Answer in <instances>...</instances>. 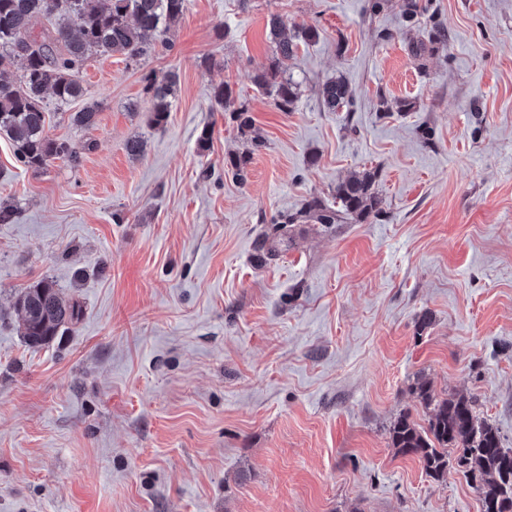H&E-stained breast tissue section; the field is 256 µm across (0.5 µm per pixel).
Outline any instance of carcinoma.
<instances>
[{"label":"carcinoma","instance_id":"carcinoma-1","mask_svg":"<svg viewBox=\"0 0 512 512\" xmlns=\"http://www.w3.org/2000/svg\"><path fill=\"white\" fill-rule=\"evenodd\" d=\"M186 0H0V133L15 146L16 159L27 169H43L62 159L73 165L92 149L68 140H55L45 133V98L68 105L80 99L83 88L77 75L93 56L120 55L138 63L162 46L172 49L162 36L170 31L185 9ZM48 22L42 33L32 30V21ZM405 21L419 36L408 43L415 59L427 53H448V29L432 10L431 0H407ZM275 57L255 77L258 88L274 95L282 112L294 110L299 99L298 84L286 76L288 63L297 58L299 45L313 42L321 33L306 27L286 33L278 16L268 21ZM151 95V121L157 128L167 123L170 97L177 75L150 71L143 76ZM324 108L334 112L353 105L352 92L341 76L325 81L319 90ZM216 104L224 108L240 131L252 127L253 119L244 106H235L231 88L213 89ZM98 103H87L69 113L71 125L90 129L98 122ZM252 149L229 158L236 180L247 181L251 154L264 146L255 137ZM377 173L365 170L336 183L329 198L310 196L295 212L272 217L270 228L257 246L262 262L278 256V245H293L290 228L295 224L364 223L385 216L375 183ZM13 308L21 315V336L32 347H41L66 334L81 318L80 306L63 298L54 281L43 278L19 291ZM418 398L430 409L427 425H418L411 413L402 414L391 426L392 447L403 456L418 459L423 471L438 481L453 463L480 497L481 512H512V448L502 445L496 428L479 419L472 398L453 395L435 400L431 386L416 387Z\"/></svg>","mask_w":512,"mask_h":512}]
</instances>
